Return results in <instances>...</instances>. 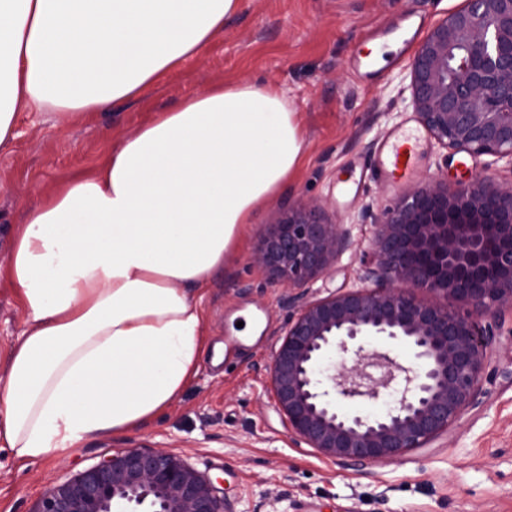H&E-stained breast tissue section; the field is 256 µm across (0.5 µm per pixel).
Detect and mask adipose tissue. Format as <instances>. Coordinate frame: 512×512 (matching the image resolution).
<instances>
[{"mask_svg": "<svg viewBox=\"0 0 512 512\" xmlns=\"http://www.w3.org/2000/svg\"><path fill=\"white\" fill-rule=\"evenodd\" d=\"M240 0H0V149L17 112L76 120L142 93ZM270 84H219L27 208L8 277L26 329L0 373V450L34 464L159 418L198 372L203 288L304 152Z\"/></svg>", "mask_w": 512, "mask_h": 512, "instance_id": "obj_1", "label": "adipose tissue"}]
</instances>
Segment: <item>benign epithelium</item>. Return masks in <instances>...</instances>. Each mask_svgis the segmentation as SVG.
Wrapping results in <instances>:
<instances>
[{"label": "benign epithelium", "mask_w": 512, "mask_h": 512, "mask_svg": "<svg viewBox=\"0 0 512 512\" xmlns=\"http://www.w3.org/2000/svg\"><path fill=\"white\" fill-rule=\"evenodd\" d=\"M416 118L445 148L512 165V0H463L435 21L409 65ZM374 226L371 255L356 283L327 297L306 295L356 246L352 224L312 203L279 210L255 257L272 284L288 288V314L270 365L271 393L300 442L333 459L395 460L450 431L481 393L487 348L512 313V183L486 172L455 186L421 182L358 225ZM375 287H369V284ZM426 292L434 300L425 301ZM363 336L411 343L418 363L354 350V365L328 376L332 391L377 399L402 380L398 406L375 418L345 415L319 390L320 365ZM224 512L205 473L160 448H124L48 488L34 512Z\"/></svg>", "instance_id": "1"}]
</instances>
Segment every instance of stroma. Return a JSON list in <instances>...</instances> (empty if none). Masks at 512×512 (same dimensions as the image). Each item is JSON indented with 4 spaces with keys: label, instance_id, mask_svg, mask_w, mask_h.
Returning a JSON list of instances; mask_svg holds the SVG:
<instances>
[{
    "label": "stroma",
    "instance_id": "1",
    "mask_svg": "<svg viewBox=\"0 0 512 512\" xmlns=\"http://www.w3.org/2000/svg\"><path fill=\"white\" fill-rule=\"evenodd\" d=\"M462 0H241L223 35L185 61L177 76L105 112L64 122L49 108L18 112L17 136L0 150V362L26 327L6 277L14 232L30 203L57 180L97 165L112 144L156 113L213 84L254 81L282 89L302 124L305 154L287 185L254 215L238 248L203 291L210 348L193 382L148 426L98 434L29 466L0 450V512H32L50 485L119 448L157 447L181 455L224 490V512H512V330L488 351L489 377L448 434L400 459L332 460L296 441L269 391V365L288 319V291L254 263L259 235L284 206L320 203L337 222L363 205L381 211L431 177L489 169L512 179V165L441 146L410 103L411 51L360 67L368 42L391 41L405 26L428 30ZM418 133V162L403 187L377 172L385 141ZM253 315L242 339L230 317Z\"/></svg>",
    "mask_w": 512,
    "mask_h": 512
}]
</instances>
